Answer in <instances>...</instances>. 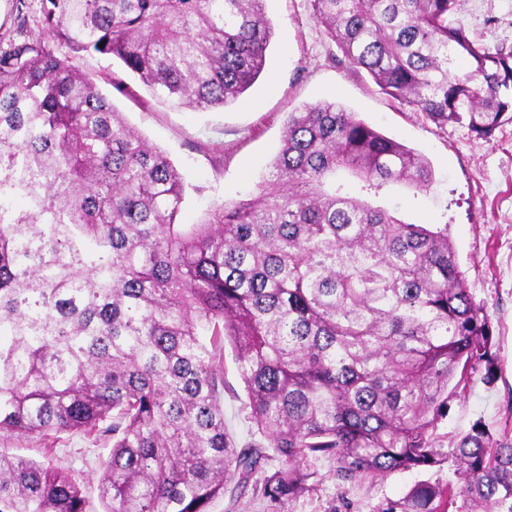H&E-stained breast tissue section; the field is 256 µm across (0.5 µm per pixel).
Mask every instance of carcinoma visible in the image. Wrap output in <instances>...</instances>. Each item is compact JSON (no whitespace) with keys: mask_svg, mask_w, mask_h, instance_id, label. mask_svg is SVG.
<instances>
[{"mask_svg":"<svg viewBox=\"0 0 512 512\" xmlns=\"http://www.w3.org/2000/svg\"><path fill=\"white\" fill-rule=\"evenodd\" d=\"M310 2L349 67L434 123L488 139L512 121V47L473 39L462 0ZM41 29L0 49V436L112 442L103 512H209L231 483L225 512L248 492L280 508L323 459L340 487L455 466L457 482L376 512H512V440L476 424L445 452L436 436L461 382L494 377L487 308L448 225L368 201L427 192L429 161L307 104L255 196L178 224L167 155L45 39L216 109L265 68V0H42ZM226 341L260 436L242 446L224 426ZM0 512L93 510L68 471L0 451Z\"/></svg>","mask_w":512,"mask_h":512,"instance_id":"cac0c4a2","label":"carcinoma"}]
</instances>
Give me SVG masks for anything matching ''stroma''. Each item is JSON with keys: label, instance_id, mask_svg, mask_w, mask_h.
I'll use <instances>...</instances> for the list:
<instances>
[{"label": "stroma", "instance_id": "35a3bbf8", "mask_svg": "<svg viewBox=\"0 0 512 512\" xmlns=\"http://www.w3.org/2000/svg\"><path fill=\"white\" fill-rule=\"evenodd\" d=\"M266 12L274 30L270 64L238 101L221 109L176 108L134 81L120 94L104 82L119 72L116 62L84 53L75 54L73 62L102 81L117 111L178 169L186 188L177 217L181 224L198 223L212 203L231 205L254 192L269 170L289 113L307 103L336 101L424 155L435 175L429 192L415 197L405 186L395 185L384 203L409 222L448 224L467 285L490 316L496 371L493 382H485L478 372L459 388L436 434L447 449L476 422L494 436L512 438V121L487 140L457 124L439 126L384 94L366 72L332 61L309 0H266ZM40 19L41 0H0L1 39L21 40L22 30H37ZM462 19L471 35L487 46H512V0H464ZM223 370L224 420L234 439L243 443L251 432L229 344ZM0 447L37 461L53 458L82 483L94 512H99L98 469L111 443L65 435L51 450L43 441L26 437L2 440ZM317 469L314 491L285 505L283 512H331L345 501L351 512H374L384 499L403 496L417 482L445 483L453 477L446 465L395 472L382 479L365 478L342 493L329 462L318 463Z\"/></svg>", "mask_w": 512, "mask_h": 512}]
</instances>
